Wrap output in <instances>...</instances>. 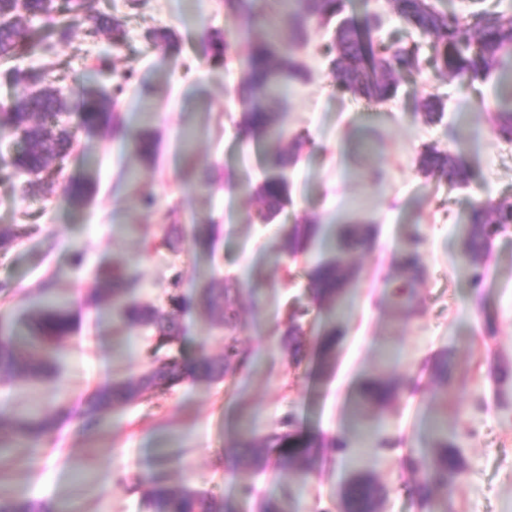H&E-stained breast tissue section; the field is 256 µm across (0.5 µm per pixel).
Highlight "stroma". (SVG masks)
I'll return each mask as SVG.
<instances>
[{"mask_svg":"<svg viewBox=\"0 0 512 512\" xmlns=\"http://www.w3.org/2000/svg\"><path fill=\"white\" fill-rule=\"evenodd\" d=\"M110 8L125 16L122 45L110 46L104 37L89 41L78 31L12 62L29 71L67 59L60 82L66 90L83 84L109 91L129 74L117 110L126 121L132 106H141L137 128L154 133L157 153L147 165L111 132L82 131L49 188L23 197L13 182L0 180V224L27 210L39 214L41 225L39 233L0 249V282L11 285L0 293V327L28 332L45 280L70 300L78 319L46 380L0 378V412L66 413L52 434L0 455V501L28 498L45 512H150L144 492L158 476L171 487L221 498L233 512L268 506L342 512L343 487L359 471L382 490L377 512H512V225L496 235L482 281L473 280L461 256L473 207L512 203V141L499 138L492 122L505 109L500 82L512 73V56L471 89L423 64L399 79L394 98L370 102L337 90L326 53L334 27L312 22L296 51L307 77L284 89L278 123L288 138L308 131L313 145L288 171L290 205L273 223L258 224L252 189L264 176L271 143L238 136L245 107L238 87L249 46L264 29L229 16L224 0H148L130 14L123 0H87L88 15ZM349 11L378 13L381 36L417 43L423 61L431 55L430 43L404 28L390 0H354ZM152 30L169 33L170 43L151 42ZM216 31L230 43L224 67L203 55ZM428 97L444 103L441 123L424 121L420 102ZM428 146L460 153L467 183L452 188L442 177L422 175L417 161ZM207 168L215 173L212 185L197 186L193 172ZM83 176L91 177L93 192L77 207L65 186ZM144 193L157 201L153 213L138 205ZM304 219L318 224L319 241L295 256H276L283 225ZM197 220L214 226L211 249L193 239ZM172 224L182 235L178 250H150ZM341 224H365L371 233L347 253L356 275L345 315L333 324L312 298L308 272ZM416 238L423 277L415 288L419 311L409 316L394 306L392 291L399 257ZM114 265L137 274V301L162 306L174 289L186 299L177 315L183 365L204 351L222 355L233 344L249 353L248 367L218 382L189 377L148 392L85 428L86 396L138 377L154 345L148 332L128 327L111 307L89 306L98 271ZM213 277L235 302L234 317L224 324L196 304ZM292 304L309 310L296 363L281 344ZM332 327L336 348L322 367L316 342ZM444 359L455 365L445 381L435 372ZM379 375L399 382L401 391L384 410H368L364 444L352 405L362 385ZM288 415L322 443L309 476L279 467L271 451L265 468L238 469L239 444L281 430ZM438 424L460 448L466 475L437 488L423 507L407 458L428 446ZM341 436L349 446L338 452L331 443Z\"/></svg>","mask_w":512,"mask_h":512,"instance_id":"1","label":"stroma"}]
</instances>
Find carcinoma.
I'll return each mask as SVG.
<instances>
[{
	"label": "carcinoma",
	"instance_id": "obj_1",
	"mask_svg": "<svg viewBox=\"0 0 512 512\" xmlns=\"http://www.w3.org/2000/svg\"><path fill=\"white\" fill-rule=\"evenodd\" d=\"M440 0H392V7L407 28L426 38L434 48L431 67L440 74L450 75L461 84L472 88L485 79L499 64L502 57L512 51V12L479 8L463 17L438 6ZM347 0H292L289 7L269 20L256 13L254 0H224V10L234 17H244L274 27L267 38L255 41L243 65L242 90L249 105L242 113L240 134L245 138L266 137L281 139L278 126V108L282 88L305 77L293 48L305 38L308 25L314 18L329 22L336 20L332 42L326 47L336 76V86L368 101H384L394 96L398 78L418 69L417 48L399 41L378 40L374 36L376 25L370 17L359 19L345 15ZM84 9L83 0H0V65L19 56L31 54L54 39L66 40L72 35L76 19ZM95 38L101 34L109 42L119 45L124 41L123 21L110 14L91 17L85 30ZM229 42L214 36L207 47L211 64L224 66L229 59ZM6 76L15 82H24L35 88L30 94L11 101L7 111L0 112V130L8 131L20 139V147L0 164V175L8 178L28 177L31 189L51 182L62 169V163L71 155L78 129H110L112 135H125V127L117 111V98L124 87L116 86L112 93L84 86L78 91V124L61 120L67 109L66 98L54 84L46 82L40 71H20L11 68ZM423 118L428 123L441 119L442 105L432 99L421 103ZM496 134L512 141V111L498 112L493 118ZM134 150L139 159L149 163L156 152V139L150 132L133 136ZM312 145L305 132L296 133L288 145H279L264 156L265 177L253 193L261 202L257 219L267 222L276 217L289 203L288 169L298 160L302 151ZM418 171L425 175H438L448 185H461L467 181L468 171L458 154L425 150L418 160ZM91 182L74 178L66 185L71 201L83 205L90 197ZM38 215L28 213L21 224L0 225V248L12 246L16 241L39 230ZM512 224V204L480 205L474 209L470 224L462 240V256L471 266L473 278L484 277L482 260L492 239L505 226ZM196 242L209 245L214 238L213 225L206 222L193 224ZM319 227L316 224L297 223L283 226L279 251L296 254L313 244ZM367 229L359 224H346L341 228L345 245L353 246L366 239ZM403 282L394 294V304L401 311H416L415 283L420 278V241L406 251L400 262ZM312 297L326 307L329 314L343 309L348 301L354 270L339 249L328 257L316 260L308 272ZM98 288L91 304H106L116 310L126 322L153 332L155 344L151 350L149 369L140 377L111 382L95 388L86 399L85 420L91 425L101 416L138 399L144 392L155 388H169L190 375L197 380L217 381L242 366L246 357L233 345L224 348V355L213 357L201 352L191 373L174 355L161 359L160 350L172 349L180 336V324L173 312L185 307L182 295L171 293L167 307L142 304L131 298L137 278L127 269H103L97 274ZM197 304L208 317L219 323L232 316L231 299L224 285L211 281L202 288ZM306 311L295 309L289 314L285 345L291 360H299L302 328L299 320ZM31 326L38 349L22 353L10 334L0 335V376H23L40 380L46 372L45 358L60 352L61 341L71 335L75 322L65 301L52 300L33 312ZM336 346V331L324 334L317 342L316 353L329 357ZM396 381L375 377L364 384L363 404L382 409L398 394ZM59 424L58 414L45 411L29 416L0 413V454L18 439L37 441L52 433ZM283 425L287 430L274 432L262 439L261 447L271 449L277 463L293 466L307 474L310 462L320 440L293 427L291 418ZM417 473L416 490L419 500L430 503L435 487L451 484L464 473L461 452L448 439V433L437 429L430 448L417 460H410ZM379 496L378 487L363 475L352 477L345 489V512H374ZM147 499L152 512H229L223 500L190 489L176 491L159 479L151 481ZM0 512H43L42 506L32 500L0 502Z\"/></svg>",
	"mask_w": 512,
	"mask_h": 512
}]
</instances>
